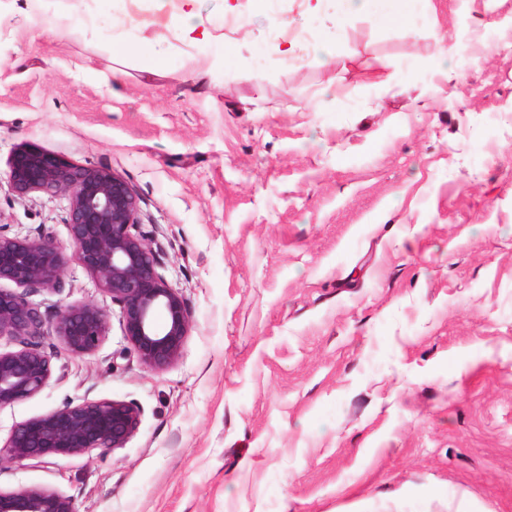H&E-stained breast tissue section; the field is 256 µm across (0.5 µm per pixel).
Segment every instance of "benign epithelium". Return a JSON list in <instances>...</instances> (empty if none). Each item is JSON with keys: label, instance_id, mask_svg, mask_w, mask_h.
Returning a JSON list of instances; mask_svg holds the SVG:
<instances>
[{"label": "benign epithelium", "instance_id": "benign-epithelium-1", "mask_svg": "<svg viewBox=\"0 0 512 512\" xmlns=\"http://www.w3.org/2000/svg\"><path fill=\"white\" fill-rule=\"evenodd\" d=\"M8 184L24 197L64 193L72 253L52 237L20 239L0 227V409L32 398L49 384L57 338L71 355L95 352L110 329L111 313L93 302L71 304L49 318L31 296L62 289L65 269L81 265L118 307L125 340L140 364L164 371L180 358L190 330L182 296L159 272L161 245L138 222L130 184L107 168L75 165L38 148L19 147L8 160ZM140 407L130 401L83 399L15 424L0 445V466L40 462L123 448L138 430ZM0 512H76L73 499L47 487L0 489Z\"/></svg>", "mask_w": 512, "mask_h": 512}]
</instances>
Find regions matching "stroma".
<instances>
[{
  "label": "stroma",
  "mask_w": 512,
  "mask_h": 512,
  "mask_svg": "<svg viewBox=\"0 0 512 512\" xmlns=\"http://www.w3.org/2000/svg\"><path fill=\"white\" fill-rule=\"evenodd\" d=\"M199 0L228 56L165 71L181 0H0V225L62 246L66 195L15 196L21 145L124 177L191 315L154 372L119 321L57 351L12 427L67 401L142 410L125 447L0 467L76 512H512V0H433L387 28L340 0ZM135 48L111 50L114 30ZM453 45L447 71L430 59ZM331 45L317 63L309 47ZM390 64L381 85L364 73ZM48 315L111 308L76 262Z\"/></svg>",
  "instance_id": "obj_1"
}]
</instances>
